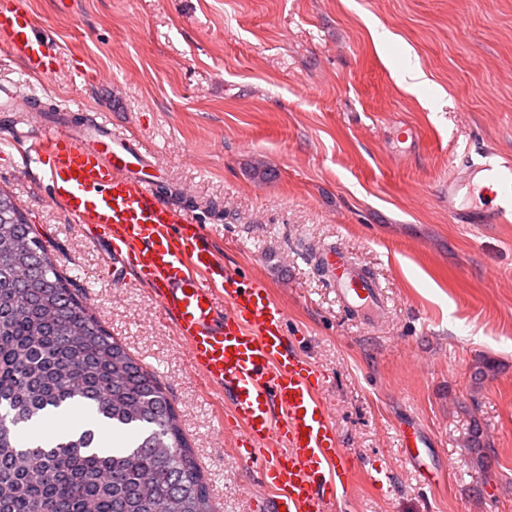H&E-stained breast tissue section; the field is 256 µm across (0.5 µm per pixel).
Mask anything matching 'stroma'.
I'll return each instance as SVG.
<instances>
[{"mask_svg":"<svg viewBox=\"0 0 512 512\" xmlns=\"http://www.w3.org/2000/svg\"><path fill=\"white\" fill-rule=\"evenodd\" d=\"M62 47L48 81L0 46V83L143 143L225 269L260 279L324 376L351 471L342 512H512V224L448 214L456 154L512 156V0H22ZM387 39H378L380 31ZM416 56L426 81L400 73ZM0 111V189L60 274L154 374L177 412L213 512H250L222 390L205 387L148 288L116 283L101 246L49 200ZM335 244L380 285L358 320L315 254ZM413 422L440 475L399 450ZM479 425L483 451L468 448ZM389 473L385 496L370 475Z\"/></svg>","mask_w":512,"mask_h":512,"instance_id":"1","label":"stroma"}]
</instances>
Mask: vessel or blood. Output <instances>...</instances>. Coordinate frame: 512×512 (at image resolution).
Returning <instances> with one entry per match:
<instances>
[{"label": "vessel or blood", "instance_id": "b4317fda", "mask_svg": "<svg viewBox=\"0 0 512 512\" xmlns=\"http://www.w3.org/2000/svg\"><path fill=\"white\" fill-rule=\"evenodd\" d=\"M0 44L26 73L51 78L62 58L21 0H0ZM40 164L50 199L75 218L85 237L104 244L105 260L135 271L186 347L194 372L229 398V421L244 458L261 464L263 491L253 508L336 512V481L349 471L337 446L314 367L288 339L287 313L260 281L227 273L203 228L162 198L148 153L104 120L73 124L68 112L46 118L22 139ZM448 177V212L460 224L512 223V158L461 163ZM316 262L339 302L363 321L384 310L376 282L342 249ZM400 448L422 463L415 426L399 430Z\"/></svg>", "mask_w": 512, "mask_h": 512}]
</instances>
